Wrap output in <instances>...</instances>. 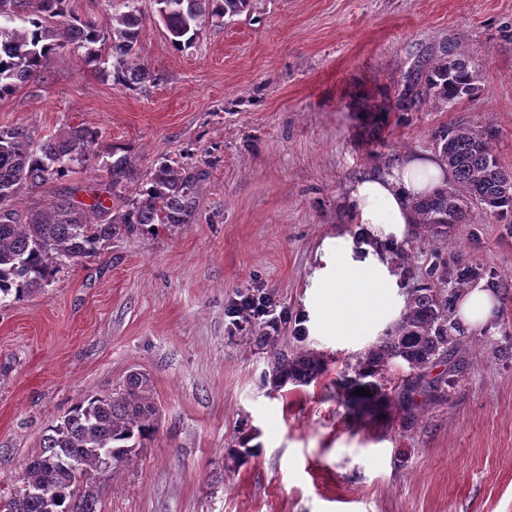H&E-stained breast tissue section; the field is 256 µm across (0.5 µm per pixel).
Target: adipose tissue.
<instances>
[{"mask_svg": "<svg viewBox=\"0 0 512 512\" xmlns=\"http://www.w3.org/2000/svg\"><path fill=\"white\" fill-rule=\"evenodd\" d=\"M451 178L444 161L427 153L409 156L392 169L367 174L348 190L354 221L402 237L415 222L413 201ZM323 251V278L331 289L329 301L336 307L329 324L337 335L371 336L378 325L393 322L395 315L387 307L394 287L388 260L350 236L328 240ZM497 305L496 296L478 285L462 295L457 317L465 326L480 324L491 318Z\"/></svg>", "mask_w": 512, "mask_h": 512, "instance_id": "ef3b65f1", "label": "adipose tissue"}]
</instances>
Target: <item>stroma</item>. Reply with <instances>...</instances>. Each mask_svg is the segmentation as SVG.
I'll use <instances>...</instances> for the list:
<instances>
[{"label":"stroma","instance_id":"obj_1","mask_svg":"<svg viewBox=\"0 0 512 512\" xmlns=\"http://www.w3.org/2000/svg\"><path fill=\"white\" fill-rule=\"evenodd\" d=\"M137 48L156 84L117 83L76 52L0 99V126L37 138L67 126L101 134L69 180L104 189L113 147L148 171L199 167L192 223L113 239L100 258L60 267L49 285L0 299V506L46 431L80 400L146 375L158 428L129 465L98 482L97 512H512V223L471 205L437 240L415 224L397 245L353 223L360 176L437 152L464 122L492 130L512 169V0H250L175 50L155 0ZM458 43L479 96L386 109L419 57ZM371 235L395 267L403 311L435 256L449 294L484 285L485 323L455 326L462 361L436 360L437 401L351 416L338 383L377 336H339L319 282L325 239ZM262 294L285 314L271 347L228 308ZM323 354L312 382L263 383L274 352ZM255 453L233 465L228 449Z\"/></svg>","mask_w":512,"mask_h":512}]
</instances>
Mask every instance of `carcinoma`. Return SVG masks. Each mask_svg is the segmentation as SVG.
<instances>
[{
    "instance_id": "carcinoma-1",
    "label": "carcinoma",
    "mask_w": 512,
    "mask_h": 512,
    "mask_svg": "<svg viewBox=\"0 0 512 512\" xmlns=\"http://www.w3.org/2000/svg\"><path fill=\"white\" fill-rule=\"evenodd\" d=\"M70 0H0V99L39 76L54 60L79 49L89 63L112 60L118 83L134 87L162 81L137 53L143 26L139 0H112V12L101 20L71 13ZM172 47L182 51L199 37L209 19L243 13L249 0H155ZM478 94L477 75L456 53L453 42L435 57L417 60L406 76L395 109L409 112L422 101L443 104L472 100ZM492 131L454 124L439 134L442 159L453 183L412 204L416 223L444 237L448 225L468 219L476 203L512 223V171L499 162ZM98 131L84 126L62 129L38 141L23 127H0V296L17 299L48 285L61 265L101 254L104 244L118 236L151 231L158 224H188L195 216L196 188L203 172L178 162L162 161L142 174L129 154L112 148L104 168L110 184L105 192L113 204L96 195L90 203L74 199L75 189L62 187L45 209L21 216L15 201L25 190L59 182L96 156ZM448 292L427 284L412 290L395 333L357 358L352 375L342 380L345 400L356 414L384 411L397 401L407 413L413 394L421 388L422 371L433 360L448 356L459 344L448 323ZM394 359L408 364L413 376L404 380L396 399L382 384ZM322 356L304 351L289 358L280 353L267 377L273 386L307 383L322 367ZM364 388L368 395H356ZM156 412L146 377L129 375L123 389L104 397L79 401L52 426L41 450L25 464L21 486L6 504L8 512H97L94 479L112 475L132 460L137 445L157 431ZM112 465L102 471L106 451ZM80 460L86 479L69 483L66 463ZM39 490L21 495L22 487Z\"/></svg>"
}]
</instances>
